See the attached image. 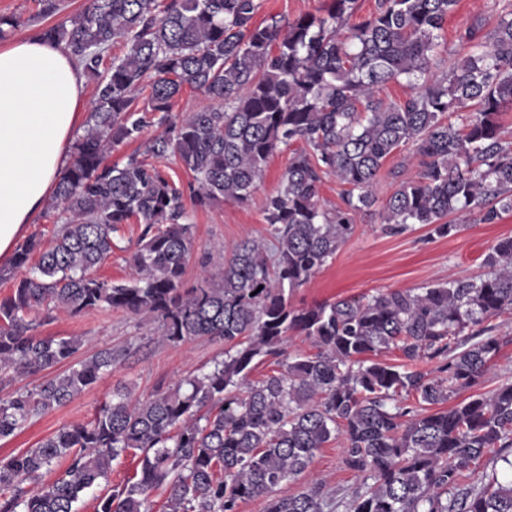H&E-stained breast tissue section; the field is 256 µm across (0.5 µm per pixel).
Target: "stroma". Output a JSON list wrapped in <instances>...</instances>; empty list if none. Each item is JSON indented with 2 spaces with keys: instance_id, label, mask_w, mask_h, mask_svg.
<instances>
[{
  "instance_id": "35a3bbf8",
  "label": "stroma",
  "mask_w": 512,
  "mask_h": 512,
  "mask_svg": "<svg viewBox=\"0 0 512 512\" xmlns=\"http://www.w3.org/2000/svg\"><path fill=\"white\" fill-rule=\"evenodd\" d=\"M57 3V11L44 17L40 14V0H0V14L13 15L19 20L18 26L8 31V39H20L70 19L83 8L85 0H57ZM492 6L493 0H458L442 32L448 51L433 62L430 77L440 79L447 75L455 58L463 52L458 40L460 32L477 18L489 16ZM292 153V148L283 147L270 157L263 182L248 204L226 202L204 208L187 203L195 250L186 266V285L196 284L206 274L220 277L221 262L234 244L248 237H266L263 202L280 186ZM417 170L418 160L408 149L398 151L386 161L376 188L377 203L358 214L353 234L333 258L299 288L293 297L295 304L311 306L339 298L414 289L436 281L484 274L485 255L500 238L512 235V211L502 213L491 223L482 222L479 212H471L467 223L457 233L446 237L432 234L429 227L422 224L413 225L401 234L384 232L383 200ZM140 231V224L122 225L114 238L111 257L98 271L101 278L118 282L134 275L131 257ZM486 325L492 336L501 342L495 367L482 387L483 392L489 393L512 378V314L491 318ZM157 327L150 316L133 317L117 310L77 316L55 314L44 320L37 330L38 335L79 337L83 342L81 355L109 347L127 349L128 354L112 372L104 374L70 403L36 418L15 437L0 440V458L35 447L63 426L92 419L96 409L111 399L117 387H127L131 400H142L172 387L180 379L212 369L224 358L223 343L199 337L174 347L158 341ZM342 460L341 443L330 442L317 452L303 476L284 485V492L302 491L310 481L317 479L332 490L352 486L355 475L344 467Z\"/></svg>"
}]
</instances>
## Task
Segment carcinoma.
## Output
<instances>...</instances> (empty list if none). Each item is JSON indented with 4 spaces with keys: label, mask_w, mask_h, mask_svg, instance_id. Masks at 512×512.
Segmentation results:
<instances>
[{
    "label": "carcinoma",
    "mask_w": 512,
    "mask_h": 512,
    "mask_svg": "<svg viewBox=\"0 0 512 512\" xmlns=\"http://www.w3.org/2000/svg\"><path fill=\"white\" fill-rule=\"evenodd\" d=\"M357 2L331 0L322 13L264 25L253 22L260 0H86L43 31L96 77V95L48 207L61 211L51 245L32 237L0 270L1 279L21 273L0 300V386L65 367L0 396V439L70 402L123 356L107 348L77 360L81 340L33 334L34 313L150 315L163 343L207 336L225 349L206 373L142 401L117 389L91 421L0 459V493H9L0 512H76L127 454L139 470L97 497L96 512H150L159 488L164 512H236L258 497L266 512H512V381L480 393L501 344L469 343L474 328L512 314V236L497 241L476 278L290 302L353 233L355 216L376 201L385 161L407 146L420 172L387 198V231L423 224L447 236L459 228L451 215L477 209L491 223L512 211V143L501 137L512 111V0H495L484 39L486 18L459 35L467 52L442 79L427 73L457 0H378L343 36ZM116 44L124 51L112 56ZM402 80L412 90L405 99L377 97ZM186 87L212 104L176 118L172 104ZM150 123L163 132L148 153L192 175L201 207L248 203L270 156L302 144L266 198L268 238L237 243L219 279L199 287L183 286L195 246L183 191L135 156L107 162ZM329 173L345 186L334 209L319 197ZM133 217L143 224L135 276L98 278L113 235ZM290 333L316 352L290 354ZM385 350L399 360L376 359ZM264 359L280 369L250 380ZM425 360L437 362L434 372L418 368ZM339 438L356 486L333 494L314 482L278 494Z\"/></svg>",
    "instance_id": "1"
}]
</instances>
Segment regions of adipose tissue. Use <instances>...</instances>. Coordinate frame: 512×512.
Here are the masks:
<instances>
[{"mask_svg": "<svg viewBox=\"0 0 512 512\" xmlns=\"http://www.w3.org/2000/svg\"><path fill=\"white\" fill-rule=\"evenodd\" d=\"M84 69L33 34L0 45V261L54 195L85 105Z\"/></svg>", "mask_w": 512, "mask_h": 512, "instance_id": "obj_1", "label": "adipose tissue"}]
</instances>
